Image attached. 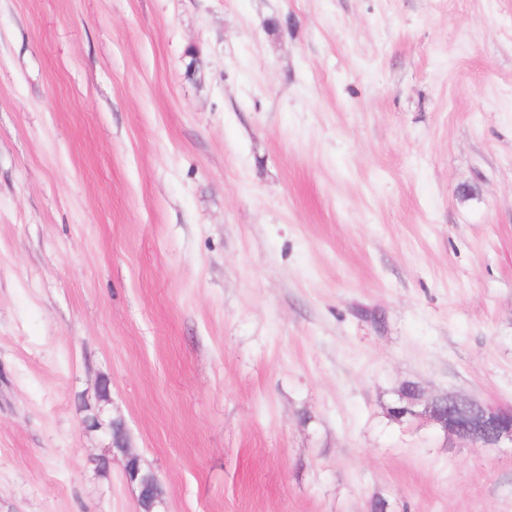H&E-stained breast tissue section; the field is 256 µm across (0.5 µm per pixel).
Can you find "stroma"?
Wrapping results in <instances>:
<instances>
[{
    "label": "stroma",
    "instance_id": "stroma-1",
    "mask_svg": "<svg viewBox=\"0 0 512 512\" xmlns=\"http://www.w3.org/2000/svg\"><path fill=\"white\" fill-rule=\"evenodd\" d=\"M408 383L512 405V0H0V512H512ZM124 470L127 481L139 487V511L156 512L154 509L162 502L160 483L156 474L150 470H144L138 457L134 455L127 456Z\"/></svg>",
    "mask_w": 512,
    "mask_h": 512
}]
</instances>
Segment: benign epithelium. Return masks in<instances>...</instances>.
Here are the masks:
<instances>
[{
	"label": "benign epithelium",
	"mask_w": 512,
	"mask_h": 512,
	"mask_svg": "<svg viewBox=\"0 0 512 512\" xmlns=\"http://www.w3.org/2000/svg\"><path fill=\"white\" fill-rule=\"evenodd\" d=\"M429 416L460 441L492 448L512 446V408H491L473 399L448 396L442 402L437 398L432 401ZM125 476L139 487V512H155L162 502L156 474L143 469L138 457L129 455Z\"/></svg>",
	"instance_id": "obj_1"
}]
</instances>
